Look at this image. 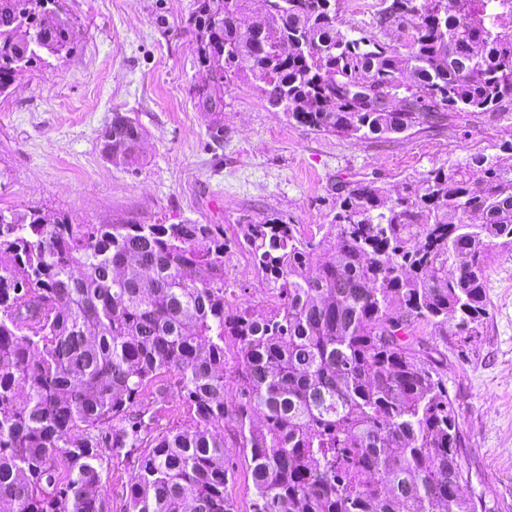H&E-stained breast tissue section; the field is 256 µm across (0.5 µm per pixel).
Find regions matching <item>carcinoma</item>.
Instances as JSON below:
<instances>
[{"mask_svg": "<svg viewBox=\"0 0 512 512\" xmlns=\"http://www.w3.org/2000/svg\"><path fill=\"white\" fill-rule=\"evenodd\" d=\"M63 2L0 0V96L69 54ZM252 2L197 0V105L216 117L243 63L288 119L358 139L512 104V0L443 13L382 0L373 31L338 28L341 0H263L261 38L239 24ZM389 25L404 44L379 37ZM144 137L115 112L102 150L132 166ZM242 233L278 298L260 317L225 309L221 224L0 209V512H110L104 454L124 448L146 449L127 512H235L226 425L248 462L251 512H478L461 493L444 354L417 329L446 336L452 322L472 336L489 318L486 270L496 249L512 251V141L391 192L356 181L315 236L277 219ZM168 373L192 422L153 438L140 398L151 385L165 398Z\"/></svg>", "mask_w": 512, "mask_h": 512, "instance_id": "obj_1", "label": "carcinoma"}]
</instances>
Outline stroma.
I'll list each match as a JSON object with an SVG mask.
<instances>
[{
	"label": "stroma",
	"instance_id": "1",
	"mask_svg": "<svg viewBox=\"0 0 512 512\" xmlns=\"http://www.w3.org/2000/svg\"><path fill=\"white\" fill-rule=\"evenodd\" d=\"M196 0H66L72 50L38 65L0 96V208L38 207L76 224H220L224 278L235 286L228 310L266 312L277 297L241 243V227L276 218L314 234L329 223L338 189L366 179L394 188L406 177L467 157L499 153L512 140V106L441 117L401 134L358 140L297 124L270 107L247 79L224 91L221 122L197 106L204 81L189 19ZM116 112L144 128V161L116 167L101 153ZM221 140H214L216 125ZM490 316L478 335H421L447 357L443 380L464 439V495L486 512H512V252L486 271ZM164 402L152 430L190 423L176 375L163 377ZM224 450L235 465L227 492L250 512L253 488L232 432ZM141 454L111 456L104 491L126 512L125 489Z\"/></svg>",
	"mask_w": 512,
	"mask_h": 512
}]
</instances>
